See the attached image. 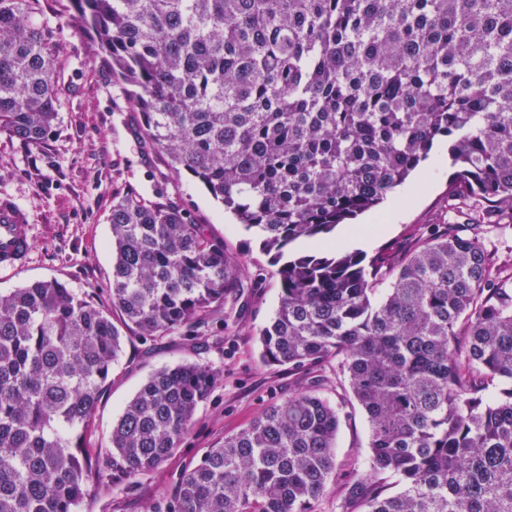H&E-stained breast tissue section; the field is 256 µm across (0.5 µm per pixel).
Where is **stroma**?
Instances as JSON below:
<instances>
[{"label":"stroma","mask_w":512,"mask_h":512,"mask_svg":"<svg viewBox=\"0 0 512 512\" xmlns=\"http://www.w3.org/2000/svg\"><path fill=\"white\" fill-rule=\"evenodd\" d=\"M39 20L56 30L60 56L70 65L77 92L63 102L40 162H33L19 140L0 133V195L12 197L28 213L33 237L24 266L0 269V293L55 279L73 292H93L99 301H108L112 279L109 216L114 198L132 187L150 196L161 191L179 201L194 223L207 236L223 241L226 254L241 264L246 293L233 320L224 321L219 312L209 314L194 327L201 338L197 344L179 332L153 341L129 333L95 413L91 442L102 448L113 421L155 371L183 362L219 371L221 378L209 399L197 408L190 432L162 465L129 482L102 480L90 487L77 509L153 512L173 497L184 469L195 465L225 436L245 428L267 404L289 390L308 387L319 379L331 402H342L344 394L336 389L335 361L304 369L261 362L258 331L274 316L281 294L270 256L202 185L188 175L175 174L165 153L144 150L134 138L132 127L138 114L94 62L92 39L75 26L68 0H42ZM454 180L455 170L449 163L427 161L413 181L398 188L406 207L396 220H388L383 205L359 216V223L381 227L372 242L363 246V253L372 256L387 245L408 253L417 236L447 223L454 215L448 198ZM368 442L364 412L350 410L337 437L338 460L366 456Z\"/></svg>","instance_id":"1"}]
</instances>
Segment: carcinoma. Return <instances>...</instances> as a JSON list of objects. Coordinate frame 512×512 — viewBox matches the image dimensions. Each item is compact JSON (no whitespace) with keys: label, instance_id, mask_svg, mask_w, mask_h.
I'll use <instances>...</instances> for the list:
<instances>
[{"label":"carcinoma","instance_id":"1","mask_svg":"<svg viewBox=\"0 0 512 512\" xmlns=\"http://www.w3.org/2000/svg\"><path fill=\"white\" fill-rule=\"evenodd\" d=\"M139 114L278 265L260 356L336 360L369 453L336 463L341 408L313 383L185 469L166 512H512V0H70ZM39 0H0V133L39 160L76 92ZM448 140L461 224L385 250L299 252L381 204ZM112 224L110 306L56 280L0 294V512H76L90 483L156 470L219 373L141 386L88 449L122 329L162 338L244 294L240 264L183 206L130 188Z\"/></svg>","mask_w":512,"mask_h":512}]
</instances>
